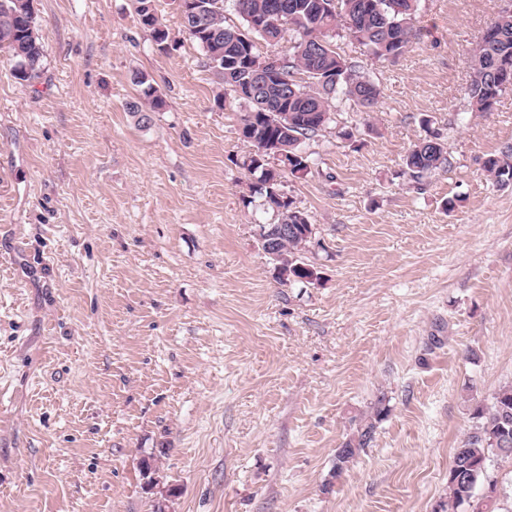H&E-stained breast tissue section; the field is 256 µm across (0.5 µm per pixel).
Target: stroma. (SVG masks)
Listing matches in <instances>:
<instances>
[{"label": "stroma", "instance_id": "stroma-1", "mask_svg": "<svg viewBox=\"0 0 512 512\" xmlns=\"http://www.w3.org/2000/svg\"><path fill=\"white\" fill-rule=\"evenodd\" d=\"M511 2L420 0L388 60L334 36L381 96L334 97L280 185L315 228L307 284L256 241L247 105L172 0L165 51L136 0H35L40 81L0 57V512H438L512 384V186L482 166L512 144V91L492 112L467 94ZM137 72L165 101L145 126ZM430 131L450 164L417 184L403 160ZM389 409L384 398H378L372 407V411L367 416L363 424L357 428L340 448L336 450V478L340 477L348 464L359 454L363 448H367L372 440L376 424L384 420L388 415Z\"/></svg>", "mask_w": 512, "mask_h": 512}]
</instances>
